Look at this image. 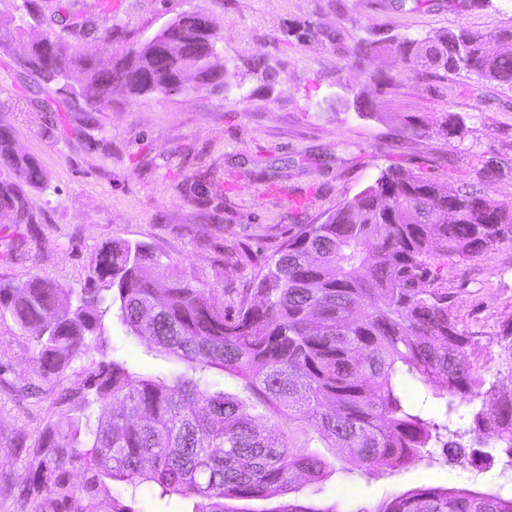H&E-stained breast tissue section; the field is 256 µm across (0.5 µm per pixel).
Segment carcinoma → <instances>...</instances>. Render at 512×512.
<instances>
[{"label":"carcinoma","instance_id":"obj_1","mask_svg":"<svg viewBox=\"0 0 512 512\" xmlns=\"http://www.w3.org/2000/svg\"><path fill=\"white\" fill-rule=\"evenodd\" d=\"M28 20L0 13V50L24 46L17 65L37 85L63 83L73 110L93 118L112 105L119 86L133 99L170 95V80L185 71L209 72L224 84V60L201 47L174 52L162 68L152 46L113 25L107 40L127 48L107 56L78 45L80 12L57 21L60 32L32 39L43 24L33 0ZM446 29L422 39L397 37L389 49L427 74L466 71L512 84V28L493 36ZM375 51L360 42L362 67ZM465 119L453 115L436 134L464 138ZM0 210L17 224H34L26 189L46 176L31 155L18 152L11 129L0 124ZM224 180V168L202 159L194 185ZM501 245L512 246V210L501 211L475 189L410 175L399 167L345 199L319 224H298L265 263L233 313L193 276L173 273L147 243L114 241L91 258L81 287L33 275L0 283V319L35 328L34 366L46 379L63 373L101 335L110 311L125 335L148 343L176 364L166 375L137 369L115 356L96 364L89 392L66 394L87 411L60 412L32 446L45 472L27 486L46 508L39 512H135L118 483L150 482L160 495L194 500L195 512H337L336 506L284 503L259 511L244 506L285 495L300 479L317 481L330 463L299 451L292 433L261 428L254 412L274 409L288 423L314 428L330 448H346L365 469L406 466L422 450L455 441L474 428L490 430L512 456V370L491 380L466 361L472 336L459 328L448 268L478 262ZM494 342L512 359V318ZM217 369L243 381V394L210 379ZM416 377L437 399L438 423L405 399L399 374ZM100 407L91 427L88 410ZM472 419L466 428H450ZM83 482L71 484V471ZM357 512H512V497L467 488L409 490Z\"/></svg>","mask_w":512,"mask_h":512}]
</instances>
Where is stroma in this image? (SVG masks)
Listing matches in <instances>:
<instances>
[{"label":"stroma","mask_w":512,"mask_h":512,"mask_svg":"<svg viewBox=\"0 0 512 512\" xmlns=\"http://www.w3.org/2000/svg\"><path fill=\"white\" fill-rule=\"evenodd\" d=\"M44 30L59 8L81 14L82 43L95 55L111 46L116 23L153 33L178 15H208L217 48L232 77L227 88L133 100L114 92L112 106L86 124L57 85L38 87L12 55L0 54V124L17 150L34 156L47 186L28 190L35 223L0 213V283L32 275L69 286L83 282L91 258L113 241L146 242L173 268L223 291L225 308L250 288L255 275L298 224H318L391 165L440 181L483 188L512 209V85L460 73H417L387 48L392 35L423 37L444 29L492 33L512 26V0H36ZM379 47L366 70L352 64L357 41ZM263 60L273 84L252 74ZM370 100L359 114L355 100ZM463 116L464 140L424 133L444 114ZM205 153L229 175L194 192L195 158ZM496 162L495 181L481 173ZM306 193L291 209L258 195L259 186ZM461 329L475 345L468 361L507 372L512 359L491 344L512 316V246L448 273ZM34 332L0 320V512H34L24 493L39 460L20 454L56 419L59 396L79 395L91 362L120 354L165 366L146 342L105 326L89 339L80 362L46 380L33 363ZM492 452L494 463L480 461ZM332 472L300 480L289 501L337 512L374 508L388 496L424 485L512 493L504 449L488 433L467 436L455 458L442 449L413 464L368 471L350 466L344 449L327 448Z\"/></svg>","instance_id":"35a3bbf8"}]
</instances>
